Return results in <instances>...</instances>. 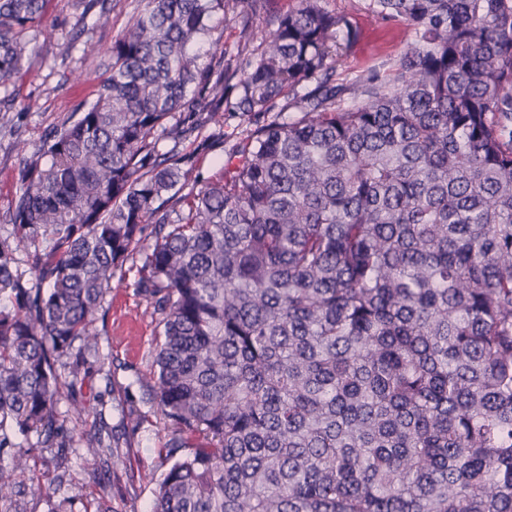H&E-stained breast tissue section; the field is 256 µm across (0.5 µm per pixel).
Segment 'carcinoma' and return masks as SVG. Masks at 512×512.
I'll list each match as a JSON object with an SVG mask.
<instances>
[{
  "label": "carcinoma",
  "mask_w": 512,
  "mask_h": 512,
  "mask_svg": "<svg viewBox=\"0 0 512 512\" xmlns=\"http://www.w3.org/2000/svg\"><path fill=\"white\" fill-rule=\"evenodd\" d=\"M143 2L84 42L96 100L20 159L8 223L35 282L0 242V452H74L58 404L82 418L105 296L138 261L171 460L150 512H512V0H365L412 39L350 86L325 0L261 35L241 0ZM45 5L0 0L1 87L55 29ZM219 13L253 44L242 67ZM309 83L215 178L158 150ZM83 451L119 479L116 435ZM30 471L0 466L1 505ZM218 26V32L224 29V18L220 14L214 21ZM243 40L240 38V29L235 26L234 23H230L227 28L224 29V51H226V59H235L234 56H238V50L241 49Z\"/></svg>",
  "instance_id": "1"
}]
</instances>
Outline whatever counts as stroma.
Returning a JSON list of instances; mask_svg holds the SVG:
<instances>
[{"label":"stroma","mask_w":512,"mask_h":512,"mask_svg":"<svg viewBox=\"0 0 512 512\" xmlns=\"http://www.w3.org/2000/svg\"><path fill=\"white\" fill-rule=\"evenodd\" d=\"M326 6L348 14L357 30L347 58L336 69L337 82L352 83L370 67L383 74L391 73L410 42L405 26L377 20L365 9L363 0H326ZM142 7L141 0H112L111 11L101 17L94 11L81 14L71 0H50L48 14L58 19L59 25L52 37H35L30 64L15 86L19 99L29 102L31 108L25 112H0V241L15 239L7 218L18 190L21 150H34L76 105L95 98L99 73L94 64L82 60L78 49L68 61H60V45L69 39L80 18L87 38L99 47H108ZM254 126V118L228 112L223 126L205 125L197 135L177 146L181 153L193 155L202 177H215L221 171L222 160ZM104 306L108 312V338L101 343L100 358L87 360L89 375L82 390L85 419L79 422L71 416L68 401H61L59 410L66 428L76 438L95 423L121 430L131 404L142 412L144 422L135 433L126 434L128 448L117 476L93 469L81 454L69 455L64 464L66 475L57 483L54 499L69 500L72 512H84L87 500L104 490L111 498L113 512H150L156 486L168 467L161 452L167 429L147 391L155 369V325L133 280L112 289Z\"/></svg>","instance_id":"stroma-1"}]
</instances>
